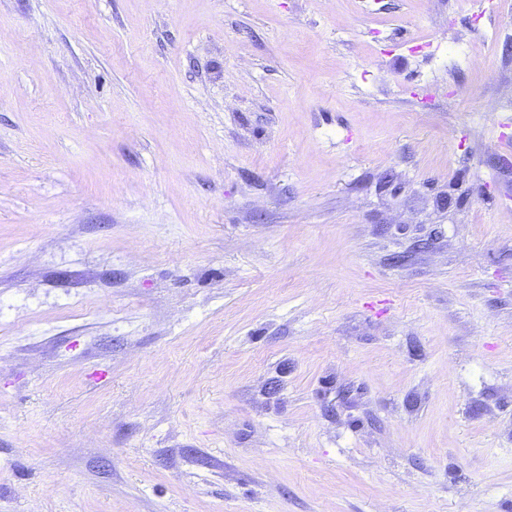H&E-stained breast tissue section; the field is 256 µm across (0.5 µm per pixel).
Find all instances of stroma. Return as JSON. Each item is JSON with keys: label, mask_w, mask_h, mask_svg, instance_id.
<instances>
[{"label": "stroma", "mask_w": 512, "mask_h": 512, "mask_svg": "<svg viewBox=\"0 0 512 512\" xmlns=\"http://www.w3.org/2000/svg\"><path fill=\"white\" fill-rule=\"evenodd\" d=\"M507 84L512 0H0V512H512Z\"/></svg>", "instance_id": "stroma-1"}]
</instances>
